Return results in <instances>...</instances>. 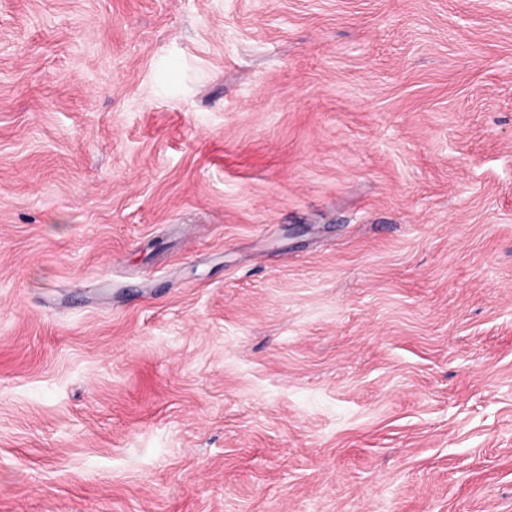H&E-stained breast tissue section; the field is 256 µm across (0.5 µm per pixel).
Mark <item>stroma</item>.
Segmentation results:
<instances>
[{"mask_svg": "<svg viewBox=\"0 0 512 512\" xmlns=\"http://www.w3.org/2000/svg\"><path fill=\"white\" fill-rule=\"evenodd\" d=\"M0 512H512V0H0Z\"/></svg>", "mask_w": 512, "mask_h": 512, "instance_id": "obj_1", "label": "stroma"}]
</instances>
